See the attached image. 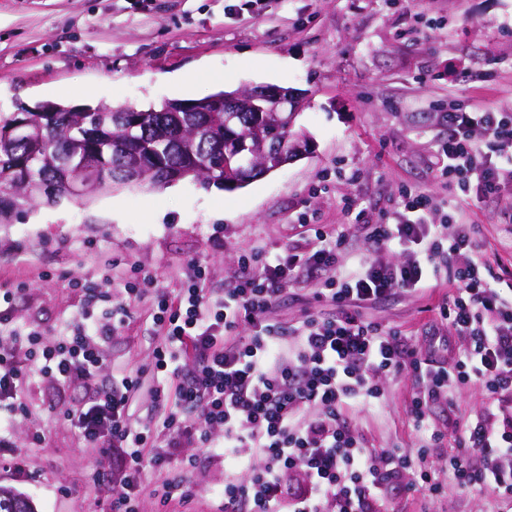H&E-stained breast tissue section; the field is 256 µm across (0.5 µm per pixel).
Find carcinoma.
I'll return each mask as SVG.
<instances>
[{"instance_id":"obj_1","label":"carcinoma","mask_w":512,"mask_h":512,"mask_svg":"<svg viewBox=\"0 0 512 512\" xmlns=\"http://www.w3.org/2000/svg\"><path fill=\"white\" fill-rule=\"evenodd\" d=\"M219 91L181 110L183 102H164L137 112H18L0 116V225L12 223L19 202L39 198L36 183L58 186L73 176L67 165L74 147L85 167L100 178L88 194L123 187L171 183L170 174L208 188L238 189L273 167L274 146L297 134L286 112H226L215 100ZM28 122L40 148L10 133L17 119ZM0 512H34L16 490L0 486Z\"/></svg>"}]
</instances>
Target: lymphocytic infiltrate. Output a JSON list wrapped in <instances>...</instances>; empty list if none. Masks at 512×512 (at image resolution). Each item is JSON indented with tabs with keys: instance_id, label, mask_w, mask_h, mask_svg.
<instances>
[{
	"instance_id": "lymphocytic-infiltrate-1",
	"label": "lymphocytic infiltrate",
	"mask_w": 512,
	"mask_h": 512,
	"mask_svg": "<svg viewBox=\"0 0 512 512\" xmlns=\"http://www.w3.org/2000/svg\"><path fill=\"white\" fill-rule=\"evenodd\" d=\"M448 138L439 151L444 187L482 200L512 184V114L485 106L454 108L446 115ZM490 139L482 149L471 126ZM433 198L406 194L393 223L372 225L370 253L356 269L340 266L342 234L310 225L307 246L269 256L254 248L239 259L241 274L212 296L201 260L187 263L176 293L154 289L149 273L124 283L126 303H113L111 281L87 279L85 306L71 335L41 346L40 333L16 327L5 304L14 289L0 290V335L18 347H0V402L17 397L28 365L66 384L92 380L105 365L98 337L109 335L100 315H122L127 302L149 300L164 342L153 352L162 374L159 401L173 406L155 425L132 421L129 407L140 385L136 371H119L92 401L72 412L81 436L102 451L114 450L121 466L111 478L112 512H138L148 472L165 469L173 452L190 444L208 447L212 430L224 438L225 457L240 470L224 480L222 512H390L389 484L412 467L410 452L367 447L347 424L348 410L378 405L385 387L410 377L416 392L409 414L432 447L444 436L430 429L429 409L451 400L459 386L480 384L487 400L462 427L448 473L458 484L496 496L500 512H512V292H504L478 239L465 232L461 215L431 219ZM399 253L396 261L389 252ZM318 271V300L332 316L307 317L285 327L269 318L288 287ZM450 292L438 308L465 346L459 355L429 337L419 352L400 332L363 319V308L395 291L418 293L440 285ZM192 363L180 380V360ZM197 412L188 423L184 412Z\"/></svg>"
}]
</instances>
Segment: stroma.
Listing matches in <instances>:
<instances>
[{"instance_id": "stroma-1", "label": "stroma", "mask_w": 512, "mask_h": 512, "mask_svg": "<svg viewBox=\"0 0 512 512\" xmlns=\"http://www.w3.org/2000/svg\"><path fill=\"white\" fill-rule=\"evenodd\" d=\"M193 71L195 85L183 83ZM257 85L304 94L296 125L312 138L313 154L233 191L183 180L87 202L22 204L0 229V289L16 291L14 324L53 345L77 319L85 279L137 266L154 287L173 292L198 256L209 291L223 294L246 250L260 244L275 254L301 243L303 216L344 232L339 261L352 266L369 247V226L384 222L406 190L447 197L436 174L448 109L512 112V0H0L5 117L66 102L76 87L92 106L142 108ZM456 202L503 287L512 288V207L503 199ZM312 288L308 280L294 286L273 319L289 326L327 313ZM445 294L400 290L361 315L421 349ZM130 311L101 343L107 367L97 378L61 386L35 369L19 388L24 413L0 407V436L24 460L22 468L0 470V485L27 496L35 512H111V491L92 476L117 470L120 458L89 447L65 413L108 384L112 367L145 371L131 403L138 424L163 414L147 371L163 337L149 303ZM414 391L408 377L387 385L381 405L351 414V429L372 448L417 450ZM485 401L481 386L463 385L452 403L433 404L430 418L455 437ZM222 442L214 432L213 448L181 449L163 475L148 474L139 512H182L161 509L150 491L160 477L182 474L194 484L195 512H215L225 473L238 468ZM446 454L432 449L424 464L443 483L442 494H424L419 472L410 471L388 490L393 512H492L491 493L449 481Z\"/></svg>"}]
</instances>
